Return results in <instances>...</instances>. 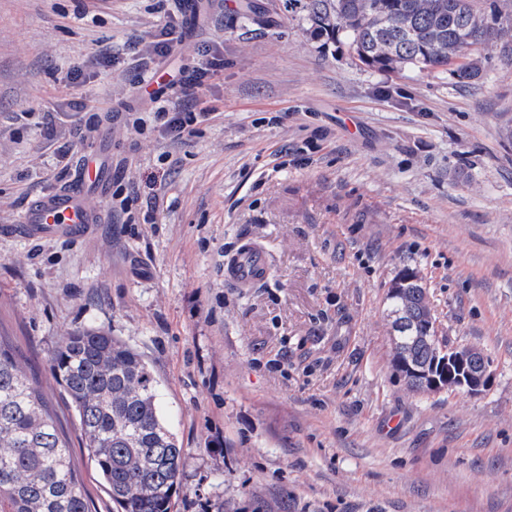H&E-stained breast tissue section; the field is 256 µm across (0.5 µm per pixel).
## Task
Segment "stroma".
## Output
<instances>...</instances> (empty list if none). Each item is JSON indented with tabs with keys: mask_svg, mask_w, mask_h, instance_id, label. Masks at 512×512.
<instances>
[{
	"mask_svg": "<svg viewBox=\"0 0 512 512\" xmlns=\"http://www.w3.org/2000/svg\"><path fill=\"white\" fill-rule=\"evenodd\" d=\"M272 21L193 0L168 65L217 41L209 120L173 141L128 127L143 104L127 47L167 0H0V331L56 407L63 328L139 352L185 453L171 512H512V61L482 45L480 78L379 72L310 35L295 0ZM116 60L92 66L99 46ZM113 121L81 134L69 102ZM105 146L111 195L83 238L14 230ZM269 276L240 288L242 243ZM418 271L443 342L480 350L478 394L415 393L391 364L386 294ZM287 359L288 372L268 362Z\"/></svg>",
	"mask_w": 512,
	"mask_h": 512,
	"instance_id": "1",
	"label": "stroma"
}]
</instances>
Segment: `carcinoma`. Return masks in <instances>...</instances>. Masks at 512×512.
<instances>
[{
  "instance_id": "obj_1",
  "label": "carcinoma",
  "mask_w": 512,
  "mask_h": 512,
  "mask_svg": "<svg viewBox=\"0 0 512 512\" xmlns=\"http://www.w3.org/2000/svg\"><path fill=\"white\" fill-rule=\"evenodd\" d=\"M310 34L345 38L357 59L378 71L443 68L459 83L477 79L471 47L499 32V0L478 12L472 0H305ZM241 18L269 21L245 0ZM387 315L392 362L433 365L434 312L417 271L391 282ZM51 369L74 407L83 448L121 512H170L184 448L158 405L159 381L144 358L101 329L65 330ZM0 512H89L68 436L38 381L0 339Z\"/></svg>"
}]
</instances>
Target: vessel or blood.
Wrapping results in <instances>:
<instances>
[{"label": "vessel or blood", "mask_w": 512, "mask_h": 512, "mask_svg": "<svg viewBox=\"0 0 512 512\" xmlns=\"http://www.w3.org/2000/svg\"><path fill=\"white\" fill-rule=\"evenodd\" d=\"M103 177V162L93 157L82 169L77 185L44 193L24 211L21 231L33 238L68 237L86 233L98 223L100 214L87 201L91 188ZM227 278L248 287L264 280L269 274L265 254L258 248L243 247L225 264Z\"/></svg>", "instance_id": "obj_1"}]
</instances>
